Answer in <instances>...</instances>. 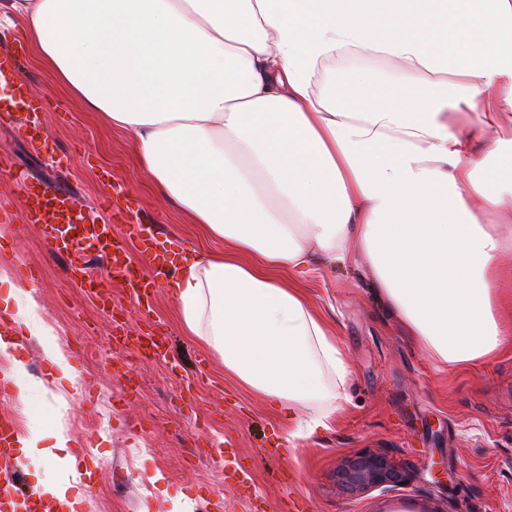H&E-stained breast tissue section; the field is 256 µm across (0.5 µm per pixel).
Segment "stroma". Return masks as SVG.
<instances>
[{"label":"stroma","instance_id":"stroma-1","mask_svg":"<svg viewBox=\"0 0 512 512\" xmlns=\"http://www.w3.org/2000/svg\"><path fill=\"white\" fill-rule=\"evenodd\" d=\"M2 49L13 54L6 92L23 84L45 133L35 141L0 124V155L12 163L0 202L18 206L19 184H49L79 198L91 216L117 185L169 239L172 264L194 244L223 251V241L203 237L190 214L159 194L135 161L130 134L95 119L40 67L22 28L0 29ZM73 264L100 260L90 251L49 252L38 228L22 220L0 223V270L17 284L31 272L38 277L5 316L33 307L75 374L61 382L43 347L28 343L18 359L33 379L62 390L67 405L58 417L36 398L0 400V415L15 417L21 432L36 419L62 421L74 441L73 472L92 487L77 512H172L187 501L193 512H512V353L468 373L440 366L404 334L364 266L320 260L297 279L335 326L353 379L331 428L291 445L288 422L270 402L185 333L171 284L159 283L143 314L113 283L107 312L66 276ZM158 328L166 337L161 356L140 360L133 337ZM88 382L92 405L82 398ZM188 384L190 399L182 395ZM218 442L227 450L221 463L209 455ZM364 452L389 459L405 481L347 487L342 463ZM239 468L251 473L242 485L229 478ZM154 471L166 478L167 498L146 494L142 477Z\"/></svg>","mask_w":512,"mask_h":512}]
</instances>
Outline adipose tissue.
Wrapping results in <instances>:
<instances>
[{
	"mask_svg": "<svg viewBox=\"0 0 512 512\" xmlns=\"http://www.w3.org/2000/svg\"><path fill=\"white\" fill-rule=\"evenodd\" d=\"M1 21L223 240L185 252L180 321L286 414L289 440L328 428L352 376L334 327L280 281L314 257L365 259L449 368L512 351V0H6ZM329 63L341 86L321 81ZM429 81L452 95L420 94ZM71 443L57 423L16 446L65 466Z\"/></svg>",
	"mask_w": 512,
	"mask_h": 512,
	"instance_id": "obj_1",
	"label": "adipose tissue"
}]
</instances>
